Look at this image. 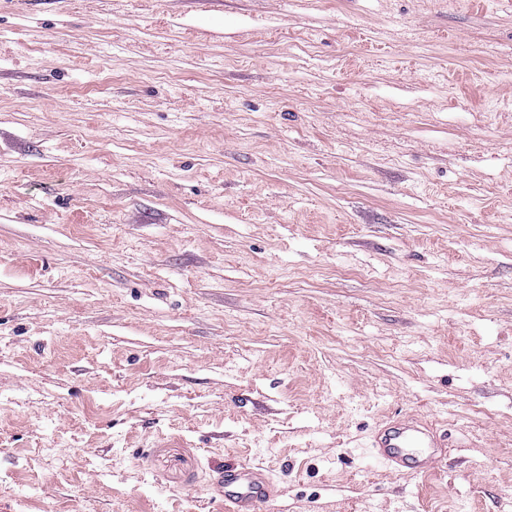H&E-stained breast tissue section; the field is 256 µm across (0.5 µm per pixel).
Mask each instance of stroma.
I'll use <instances>...</instances> for the list:
<instances>
[{"mask_svg":"<svg viewBox=\"0 0 512 512\" xmlns=\"http://www.w3.org/2000/svg\"><path fill=\"white\" fill-rule=\"evenodd\" d=\"M448 434L435 472L370 452ZM512 512V0H0V512ZM444 435L432 422L412 419L392 422L372 438L373 457L392 471L424 476L439 460L434 448H442ZM269 476L256 472L250 465L238 470L226 471L211 481L215 494L224 499V507L229 512H256L260 504L267 500Z\"/></svg>","mask_w":512,"mask_h":512,"instance_id":"stroma-1","label":"stroma"}]
</instances>
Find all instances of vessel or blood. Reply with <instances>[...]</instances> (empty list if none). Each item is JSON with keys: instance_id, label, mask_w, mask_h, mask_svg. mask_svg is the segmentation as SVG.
Returning <instances> with one entry per match:
<instances>
[{"instance_id": "b4317fda", "label": "vessel or blood", "mask_w": 512, "mask_h": 512, "mask_svg": "<svg viewBox=\"0 0 512 512\" xmlns=\"http://www.w3.org/2000/svg\"><path fill=\"white\" fill-rule=\"evenodd\" d=\"M443 442L435 424L413 419L385 425L374 434L371 446L374 458L392 471L424 476L436 468V450ZM270 484V477L245 465L215 477L211 488L223 498L226 512H257Z\"/></svg>"}]
</instances>
